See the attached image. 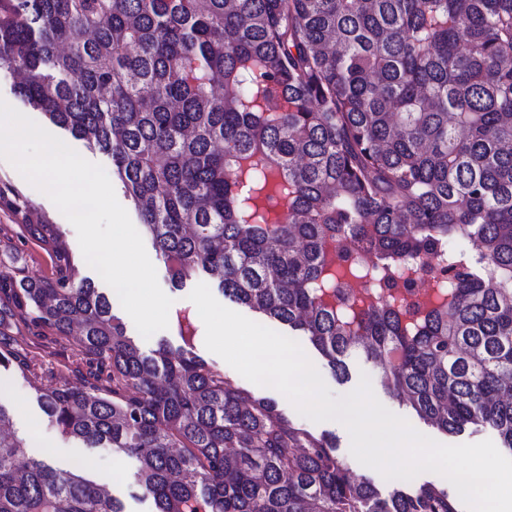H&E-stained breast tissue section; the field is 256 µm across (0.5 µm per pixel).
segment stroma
<instances>
[{
	"label": "stroma",
	"instance_id": "stroma-1",
	"mask_svg": "<svg viewBox=\"0 0 512 512\" xmlns=\"http://www.w3.org/2000/svg\"><path fill=\"white\" fill-rule=\"evenodd\" d=\"M1 183L12 186L31 200L35 207V216H45L62 224L71 249H78L77 233L72 224L68 223L66 217L44 193L30 185L9 162L2 159H0ZM22 221L21 215L0 206V274L7 275L14 281L36 273L43 277L52 276L54 262L50 255L37 241L20 237L18 226ZM146 252L156 269L161 289L173 301L169 310L168 328L146 339L138 332L122 306H115L114 312L124 324L127 336L131 337L144 353H152L162 345L176 350L183 345L179 335L177 316L185 311L194 315L196 307L190 301L189 295L196 282L190 281L183 288L174 289L166 265L154 247H147ZM193 325L192 344L195 355L223 371L236 385L252 392L254 396L272 400L283 414L309 432L334 438L337 453L349 471L354 475L367 477L380 493L385 494L395 488V481L384 479L380 473L360 464L352 456L350 436L342 424L336 421L315 423L301 417L280 392L246 380L223 359L207 350L204 343L205 327L201 318L194 315ZM298 342L320 372L333 396H342L353 391L358 386L361 375L365 374L370 378L375 396L386 408L405 418L420 433L439 443L458 445L477 443L486 439L493 440L497 437L496 432L489 428H470L457 436L447 435L423 423L408 404L397 399L385 386L382 372L374 362L367 360L361 354H351L347 359L348 377L341 381L333 375L326 360L307 337H299ZM39 353L41 364L54 370L56 375L62 376L64 384H79L80 371L85 367V359L72 338H59L57 342L40 348ZM0 405L4 406L10 414L17 434L26 439L27 457L49 458L55 468L63 471L71 470L77 461H85L90 474L110 486L114 495L121 500L124 512H153L152 498L145 496L137 484L136 462L109 448H84L62 438L55 425L40 409L35 391L19 372L0 371Z\"/></svg>",
	"mask_w": 512,
	"mask_h": 512
}]
</instances>
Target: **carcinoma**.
<instances>
[{
    "label": "carcinoma",
    "mask_w": 512,
    "mask_h": 512,
    "mask_svg": "<svg viewBox=\"0 0 512 512\" xmlns=\"http://www.w3.org/2000/svg\"><path fill=\"white\" fill-rule=\"evenodd\" d=\"M2 71L112 160L173 288L205 273L338 380L361 352L425 423L512 449V0H0ZM21 230L55 272L0 283V337L18 312L76 323L87 370L57 386L16 340L0 367L62 437L135 459L155 512H459L450 488L351 477L191 351L144 354L61 226ZM9 426L0 405V512H123L80 464L19 469Z\"/></svg>",
    "instance_id": "cac0c4a2"
}]
</instances>
